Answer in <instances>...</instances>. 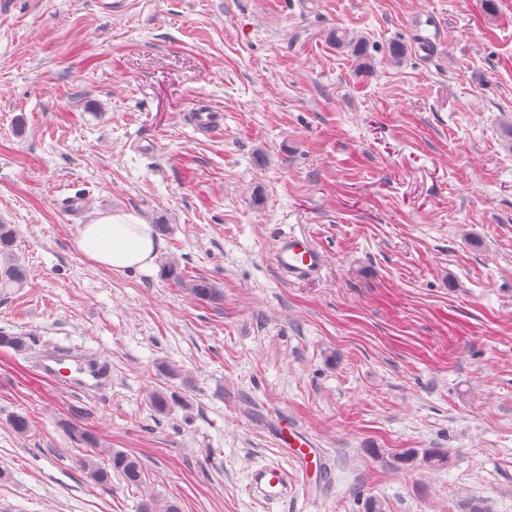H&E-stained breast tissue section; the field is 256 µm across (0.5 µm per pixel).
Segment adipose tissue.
Here are the masks:
<instances>
[{"mask_svg": "<svg viewBox=\"0 0 512 512\" xmlns=\"http://www.w3.org/2000/svg\"><path fill=\"white\" fill-rule=\"evenodd\" d=\"M73 244L88 263L118 274L155 269L160 249L151 225L124 212L102 214L81 225Z\"/></svg>", "mask_w": 512, "mask_h": 512, "instance_id": "adipose-tissue-1", "label": "adipose tissue"}]
</instances>
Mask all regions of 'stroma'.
Wrapping results in <instances>:
<instances>
[{
	"label": "stroma",
	"mask_w": 512,
	"mask_h": 512,
	"mask_svg": "<svg viewBox=\"0 0 512 512\" xmlns=\"http://www.w3.org/2000/svg\"><path fill=\"white\" fill-rule=\"evenodd\" d=\"M510 123L512 0H0V224L29 271L0 293L27 343L0 347V512H512ZM109 211L167 225L155 272L75 251ZM292 232L317 275L276 271ZM49 345L105 357L111 384L46 378ZM285 418L327 469L267 504L247 476L283 462ZM71 421L144 486L90 481ZM272 256L277 268L296 280L316 274L325 262L324 253L310 238L295 233L278 239ZM167 273L174 283L179 286L188 288L190 293L197 299L205 302H215L220 300L221 293L218 288L205 277L197 276L196 279H191L186 282L183 279L182 273L178 272V267L173 264L167 265Z\"/></svg>",
	"instance_id": "obj_1"
}]
</instances>
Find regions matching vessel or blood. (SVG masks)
Returning a JSON list of instances; mask_svg holds the SVG:
<instances>
[{
  "mask_svg": "<svg viewBox=\"0 0 512 512\" xmlns=\"http://www.w3.org/2000/svg\"><path fill=\"white\" fill-rule=\"evenodd\" d=\"M273 260L279 270L294 279H305L316 274L325 262V256L305 235L288 234L280 239L273 248ZM71 356L70 351L48 347L40 351L37 357L39 370L47 378H55L57 367ZM112 378L109 363L100 358L80 359L76 376L67 379L69 387L85 390H97ZM276 442L286 450L287 456L296 464L295 472L275 463L257 466L249 476L248 488L253 496L265 502L287 499L288 492L298 485V477L304 474L309 461L317 459L318 454L311 439L297 426L278 427Z\"/></svg>",
  "mask_w": 512,
  "mask_h": 512,
  "instance_id": "1",
  "label": "vessel or blood"
}]
</instances>
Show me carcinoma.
Instances as JSON below:
<instances>
[{
	"label": "carcinoma",
	"instance_id": "obj_1",
	"mask_svg": "<svg viewBox=\"0 0 512 512\" xmlns=\"http://www.w3.org/2000/svg\"><path fill=\"white\" fill-rule=\"evenodd\" d=\"M330 39L338 46L352 47V54L358 61V65H366L368 60L366 42L363 39L352 40L344 31H334ZM17 232L11 224H0V289L22 288L28 280L27 269L14 255ZM167 273L174 283L189 289L190 293L197 299L205 302L220 300L219 289L204 277H196L189 281L183 279L178 267L167 265ZM69 432L75 434L78 440L86 447L93 449V452L86 454L80 461V466L86 472L91 481L100 485L112 483V477H117L129 488H140L143 484L144 471L140 461L127 453L113 452L106 464L101 465L96 461L94 448L98 447V439L95 434L80 425L73 423L66 424ZM139 512H179L178 506L169 501L149 499L139 504Z\"/></svg>",
	"mask_w": 512,
	"mask_h": 512
}]
</instances>
